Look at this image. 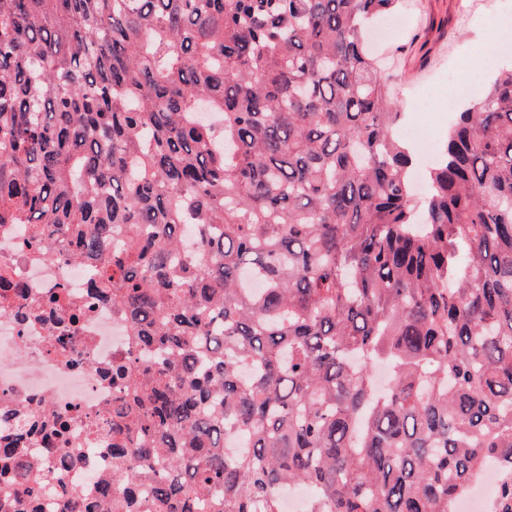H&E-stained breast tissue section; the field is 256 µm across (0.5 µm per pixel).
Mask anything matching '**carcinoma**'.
<instances>
[{"label": "carcinoma", "instance_id": "obj_1", "mask_svg": "<svg viewBox=\"0 0 512 512\" xmlns=\"http://www.w3.org/2000/svg\"><path fill=\"white\" fill-rule=\"evenodd\" d=\"M397 4L0 0V224L94 264L145 350L106 373L124 391L98 500L57 485L80 512H280L287 482L309 512H453L512 469V67L415 202L364 46ZM44 315L69 331L83 310ZM1 463L0 496L42 512L32 462L4 443Z\"/></svg>", "mask_w": 512, "mask_h": 512}]
</instances>
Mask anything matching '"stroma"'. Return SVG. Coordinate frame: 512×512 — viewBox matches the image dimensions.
Instances as JSON below:
<instances>
[{
	"label": "stroma",
	"mask_w": 512,
	"mask_h": 512,
	"mask_svg": "<svg viewBox=\"0 0 512 512\" xmlns=\"http://www.w3.org/2000/svg\"><path fill=\"white\" fill-rule=\"evenodd\" d=\"M384 41L369 39L381 81L401 114L400 128L442 148L455 114L486 91L495 71L512 64V0H400L373 23L393 26ZM497 32L486 39L487 27Z\"/></svg>",
	"instance_id": "35a3bbf8"
}]
</instances>
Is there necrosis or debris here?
I'll use <instances>...</instances> for the list:
<instances>
[{
    "instance_id": "obj_1",
    "label": "necrosis or debris",
    "mask_w": 512,
    "mask_h": 512,
    "mask_svg": "<svg viewBox=\"0 0 512 512\" xmlns=\"http://www.w3.org/2000/svg\"><path fill=\"white\" fill-rule=\"evenodd\" d=\"M25 237L22 225H0V272L22 289L19 297H0V411L34 415L48 405L64 415L68 445L81 456L65 481L89 497L112 472L106 421L112 397L120 391L101 373L137 349L122 311L91 294L94 266L31 258ZM58 292L86 311L63 350L56 345L54 327L29 315ZM506 479L499 468L485 470L458 500L457 512H492Z\"/></svg>"
}]
</instances>
